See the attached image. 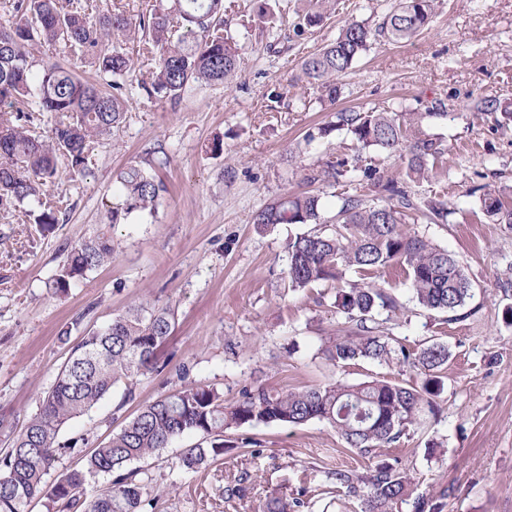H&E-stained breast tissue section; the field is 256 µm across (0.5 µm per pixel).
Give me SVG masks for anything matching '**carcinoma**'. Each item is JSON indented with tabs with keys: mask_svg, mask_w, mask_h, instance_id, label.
Segmentation results:
<instances>
[{
	"mask_svg": "<svg viewBox=\"0 0 512 512\" xmlns=\"http://www.w3.org/2000/svg\"><path fill=\"white\" fill-rule=\"evenodd\" d=\"M432 0H395L376 28L364 21L346 24L338 36L306 56L298 80L316 88L324 101L340 95V78L381 37L401 43L423 30L432 17ZM303 16L314 27L335 10V0H312ZM14 17L0 26V105L31 102V111L58 117L46 138L28 127L30 117L0 121V207H20L35 201L44 208L38 222H57L47 188L60 180L59 158L72 173L86 169L90 144L112 134L126 119L127 85L133 60L123 45L138 41L153 55L149 80L140 83L147 98L178 101L191 84H228L237 76L238 44L228 31L232 5L224 0H170L132 18L115 8L91 20L79 0H6ZM58 48L66 58L74 53L86 60L100 78L92 82L63 63H43L30 52L34 44ZM431 110L400 112L344 111L335 129L344 130L355 144L352 154L329 162L310 176L311 183L341 187L336 213H322L320 196L281 194L258 210L253 223L312 224L314 228L288 239L284 270L288 287L316 284L336 288L333 307L341 319V335L326 348L336 366L371 360L414 368L420 381L401 384L374 378L355 385L328 382L302 390L272 392L246 386L240 398L224 403V394L207 384L190 383L138 409L136 415L108 440L84 455L80 467L47 485L62 446L61 428L90 411L119 385L124 402L135 398L141 377L161 372L160 352L171 333L174 313L142 299L112 318L102 329L87 331L72 346L53 386L37 413L13 435L11 447L0 456V512H29L36 500L47 499L58 512H143L149 496L163 490L153 485L144 464L175 440L195 434L199 442L186 449L178 468L195 472L224 457V431L245 425H302L317 419L328 424L346 447L366 453L388 447L434 412L435 398L444 390L441 372L448 347L433 343L409 349L380 328L381 310L394 312L396 296L373 281L388 267L400 268L408 290L428 311L455 313L472 297L474 285L459 261L447 250L412 230L410 224H443L453 209L445 193L412 190L430 179L448 149L427 132ZM385 153L401 161L403 182L386 178L373 166ZM165 184L149 170L129 165L114 180L117 202L109 224H122L135 213L154 212ZM486 217L512 224V201L500 192L479 197ZM112 260V238L102 234L72 247L52 282L64 294L90 270ZM354 270L359 281L346 279ZM133 462L141 467L131 469ZM109 476L96 489L99 475ZM327 478L362 498V512H393L412 493L407 474L382 462L365 475L330 470ZM300 499L275 497L267 512H298Z\"/></svg>",
	"mask_w": 512,
	"mask_h": 512,
	"instance_id": "carcinoma-1",
	"label": "carcinoma"
}]
</instances>
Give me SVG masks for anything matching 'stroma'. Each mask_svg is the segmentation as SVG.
I'll return each instance as SVG.
<instances>
[{"label":"stroma","mask_w":512,"mask_h":512,"mask_svg":"<svg viewBox=\"0 0 512 512\" xmlns=\"http://www.w3.org/2000/svg\"><path fill=\"white\" fill-rule=\"evenodd\" d=\"M231 25L239 72L230 84L193 87L178 104L148 101L137 84L149 66L131 47L136 87L126 120L90 149L86 173L64 175L52 188L56 223L38 224L24 208H0V416L23 428L52 387L67 346L63 328L81 320L100 328L131 301L171 306L174 323L161 355L166 368L140 379L125 402L115 388L64 426V449L52 477L76 468L83 455L118 431L144 404L180 388L182 379L216 387L225 402L243 387L272 391L332 380L358 384L383 376L417 382L413 368L366 360L333 365L323 350L336 335L334 290L322 284L292 290L283 274L285 245L298 226L260 227L253 216L283 192L315 190L324 213L339 205L337 189L308 186L307 175L351 153L345 133L307 141L342 109H426L449 114L429 122L448 146L437 176L455 208L444 224L419 234L463 265L475 294L455 320L421 309L398 271L380 277L401 303L385 326L402 344L447 345L445 389L436 414L389 448L364 456L346 449L326 423L278 424L227 431L230 450L209 469L178 470L188 434L150 468L165 492L149 512H263L274 497L304 499L301 512H361L358 495L332 487L327 470L366 472L385 460L407 474L413 495L396 512H416L418 498L435 512H512V224H495L479 210L484 192L512 191V120L479 111L482 98L512 99V0H436L431 23L416 37L374 43L342 80L336 104L316 89L293 84L302 58L337 37L354 20L381 23L393 0H337L321 26L297 33L306 0H268L273 30L250 8ZM222 136L224 152L205 148ZM167 157V186L154 213L110 225L115 173L146 156ZM112 238L111 264L93 269L58 295L50 286L71 248L99 233ZM251 475L248 496L226 499L227 477Z\"/></svg>","instance_id":"stroma-1"}]
</instances>
